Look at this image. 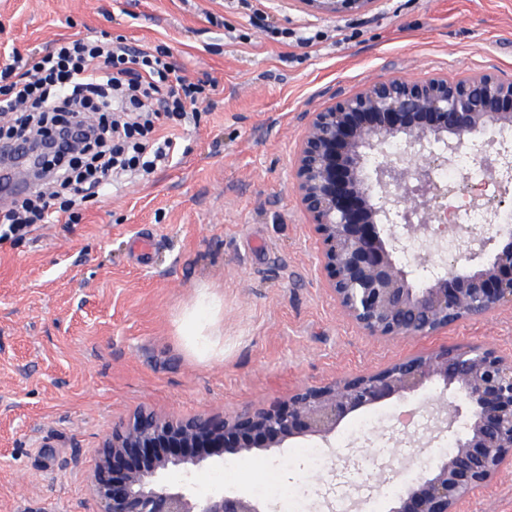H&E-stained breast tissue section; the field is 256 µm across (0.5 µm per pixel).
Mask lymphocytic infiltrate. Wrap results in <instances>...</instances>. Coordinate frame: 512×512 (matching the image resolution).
Here are the masks:
<instances>
[{"label": "lymphocytic infiltrate", "mask_w": 512, "mask_h": 512, "mask_svg": "<svg viewBox=\"0 0 512 512\" xmlns=\"http://www.w3.org/2000/svg\"><path fill=\"white\" fill-rule=\"evenodd\" d=\"M217 81L179 73L167 48L140 50L103 31L55 40L0 65V143L40 141L43 133L73 123L82 130L79 151L45 157L48 186L16 200L0 214L9 235L57 218L82 219L80 208L100 189L131 174H148L175 149L155 122L179 127L188 109L203 104Z\"/></svg>", "instance_id": "lymphocytic-infiltrate-1"}]
</instances>
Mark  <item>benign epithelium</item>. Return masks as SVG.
Returning a JSON list of instances; mask_svg holds the SVG:
<instances>
[{"instance_id":"benign-epithelium-1","label":"benign epithelium","mask_w":512,"mask_h":512,"mask_svg":"<svg viewBox=\"0 0 512 512\" xmlns=\"http://www.w3.org/2000/svg\"><path fill=\"white\" fill-rule=\"evenodd\" d=\"M305 2L336 14L374 0ZM305 116L295 188L319 240L327 288L353 322L372 336H430L512 307V206L498 201L489 231L449 225L448 190L435 179L466 138L512 132V78L487 70L456 81L392 77ZM397 139L406 152L390 150ZM487 145V174L512 184V144ZM447 235L469 243L451 263L439 244ZM415 242L426 254L408 270L396 256ZM434 381L442 384L437 402L448 427L464 415L467 431L452 451L430 458L389 512H461L473 489L512 463V358L481 348L421 352L230 418L140 412L113 427L96 450L89 482L98 512H277L271 501L234 489L198 499L190 470L179 486L163 476L226 454H274L293 438L326 442L349 414Z\"/></svg>"}]
</instances>
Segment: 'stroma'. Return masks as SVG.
<instances>
[{"label": "stroma", "instance_id": "stroma-1", "mask_svg": "<svg viewBox=\"0 0 512 512\" xmlns=\"http://www.w3.org/2000/svg\"><path fill=\"white\" fill-rule=\"evenodd\" d=\"M0 0V53L101 30L168 47L218 90L176 132L173 160L87 203L78 224L0 239V512H96V448L141 410L231 417L298 389L380 371L441 347L512 357V309L447 331L385 339L326 287L292 165L306 112L390 77L512 76V0H375L331 14L301 0ZM212 15L223 26L209 23ZM151 236L143 258L132 238ZM220 302L209 335L187 336L200 290ZM435 385L348 415L328 443L295 438L252 454L235 482L292 489L299 512L367 506L463 434L431 415ZM373 417L377 426L357 425ZM321 448L314 468L296 455ZM464 512H512V465Z\"/></svg>", "mask_w": 512, "mask_h": 512}]
</instances>
